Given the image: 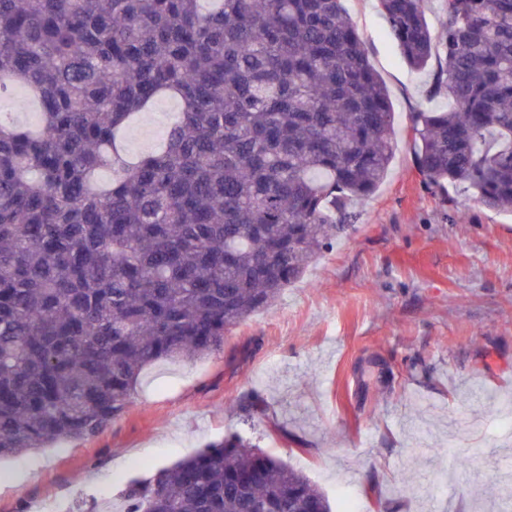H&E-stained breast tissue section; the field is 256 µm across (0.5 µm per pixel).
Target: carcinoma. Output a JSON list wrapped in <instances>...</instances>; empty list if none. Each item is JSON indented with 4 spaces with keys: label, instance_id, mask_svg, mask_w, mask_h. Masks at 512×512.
Instances as JSON below:
<instances>
[{
    "label": "carcinoma",
    "instance_id": "1",
    "mask_svg": "<svg viewBox=\"0 0 512 512\" xmlns=\"http://www.w3.org/2000/svg\"><path fill=\"white\" fill-rule=\"evenodd\" d=\"M380 0L407 64L443 54L452 105L415 159L512 211V0ZM0 459L91 437L141 372L224 350L344 236L384 181L392 105L342 0H0ZM163 97V144L122 136ZM105 172L112 178L104 181ZM120 512H332L232 434L134 483Z\"/></svg>",
    "mask_w": 512,
    "mask_h": 512
}]
</instances>
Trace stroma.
<instances>
[{
  "instance_id": "35a3bbf8",
  "label": "stroma",
  "mask_w": 512,
  "mask_h": 512,
  "mask_svg": "<svg viewBox=\"0 0 512 512\" xmlns=\"http://www.w3.org/2000/svg\"><path fill=\"white\" fill-rule=\"evenodd\" d=\"M385 83L395 154L347 234L222 352L145 369L98 435L0 462V512H119L135 480L238 433L306 475L334 512H512V213L415 162L445 66L409 68L378 0H344ZM259 392L269 416L248 418Z\"/></svg>"
}]
</instances>
